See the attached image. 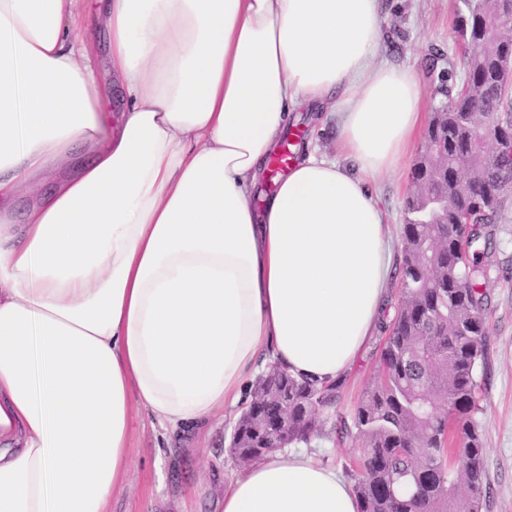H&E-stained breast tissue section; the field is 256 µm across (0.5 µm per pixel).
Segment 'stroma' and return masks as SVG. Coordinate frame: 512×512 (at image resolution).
<instances>
[{"instance_id":"obj_1","label":"stroma","mask_w":512,"mask_h":512,"mask_svg":"<svg viewBox=\"0 0 512 512\" xmlns=\"http://www.w3.org/2000/svg\"><path fill=\"white\" fill-rule=\"evenodd\" d=\"M383 22V58L389 64L409 66L421 76L424 112L441 100L437 75L454 69L463 81L461 48L454 33L457 15L466 13L465 0H378ZM411 167L378 180L376 193L393 231L405 222L406 201L414 192ZM485 280L488 302L487 354L477 369L481 409L476 415L484 446L487 486L481 512H512V191L508 192L490 248ZM375 341L348 371L336 413L324 417V435L310 450L325 464L344 471L353 444L338 439L333 424L350 417L355 404L376 370ZM240 414L226 409L224 423L210 434L192 432L167 435L138 419L131 442L136 450L133 474L112 498L111 512H211L224 483L239 470L228 448Z\"/></svg>"}]
</instances>
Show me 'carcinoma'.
Instances as JSON below:
<instances>
[{
    "instance_id": "cac0c4a2",
    "label": "carcinoma",
    "mask_w": 512,
    "mask_h": 512,
    "mask_svg": "<svg viewBox=\"0 0 512 512\" xmlns=\"http://www.w3.org/2000/svg\"><path fill=\"white\" fill-rule=\"evenodd\" d=\"M467 7L455 22L466 45L483 38L492 4L467 0ZM500 27L480 58L463 55L472 95L457 93L433 109L424 144L436 143L442 154L422 149L413 178L426 193L448 195V209L437 223L419 224L423 197L407 201L396 314L383 327L376 373L351 418L336 416V435L356 445L348 476L360 512H481L486 472L475 415L488 338L482 258L512 190V167L477 156L475 130L491 117L495 131L512 136V83L500 79L503 57H512V25ZM464 180L476 190L459 191ZM461 212L469 223H459ZM344 384L342 376L319 384L269 369L236 421L232 457L264 458L259 448L279 435L283 420L288 445L310 444Z\"/></svg>"
}]
</instances>
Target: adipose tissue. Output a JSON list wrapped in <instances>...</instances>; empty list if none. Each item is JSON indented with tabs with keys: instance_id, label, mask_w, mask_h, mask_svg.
Segmentation results:
<instances>
[{
	"instance_id": "adipose-tissue-1",
	"label": "adipose tissue",
	"mask_w": 512,
	"mask_h": 512,
	"mask_svg": "<svg viewBox=\"0 0 512 512\" xmlns=\"http://www.w3.org/2000/svg\"><path fill=\"white\" fill-rule=\"evenodd\" d=\"M0 0V512H110L136 412L171 433L247 404L260 358L320 383L381 323L393 239L372 190L425 120L381 57L378 0ZM119 102V116L108 111ZM302 101L336 119L263 209ZM220 512H360L311 456L270 455Z\"/></svg>"
}]
</instances>
